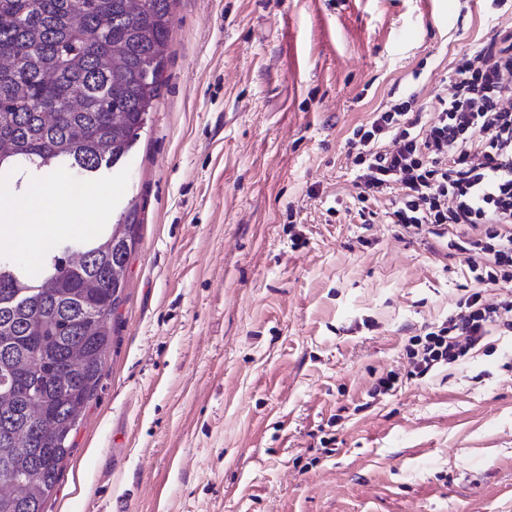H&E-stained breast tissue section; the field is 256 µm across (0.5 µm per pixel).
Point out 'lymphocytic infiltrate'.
Returning <instances> with one entry per match:
<instances>
[{
  "instance_id": "1",
  "label": "lymphocytic infiltrate",
  "mask_w": 512,
  "mask_h": 512,
  "mask_svg": "<svg viewBox=\"0 0 512 512\" xmlns=\"http://www.w3.org/2000/svg\"><path fill=\"white\" fill-rule=\"evenodd\" d=\"M452 93L436 96L430 115L400 100L355 127L358 215L388 200V217L430 244L465 254L474 283L438 325L409 336L407 374L390 371L374 395L402 378H425L512 333V32H499L453 71ZM505 288L487 302L486 286Z\"/></svg>"
}]
</instances>
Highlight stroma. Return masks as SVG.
<instances>
[{
  "mask_svg": "<svg viewBox=\"0 0 512 512\" xmlns=\"http://www.w3.org/2000/svg\"><path fill=\"white\" fill-rule=\"evenodd\" d=\"M131 153L48 199L74 246L136 212L97 387L45 512H512V334L424 379L413 327L471 289L461 254L361 223L347 145L429 109L512 0H174ZM79 173L21 163L25 200ZM69 193L72 197L80 196L84 191V185L74 180L69 186ZM100 203V193L94 186H88L84 194L77 198L72 199V207L76 213H82L96 208Z\"/></svg>",
  "mask_w": 512,
  "mask_h": 512,
  "instance_id": "stroma-1",
  "label": "stroma"
}]
</instances>
